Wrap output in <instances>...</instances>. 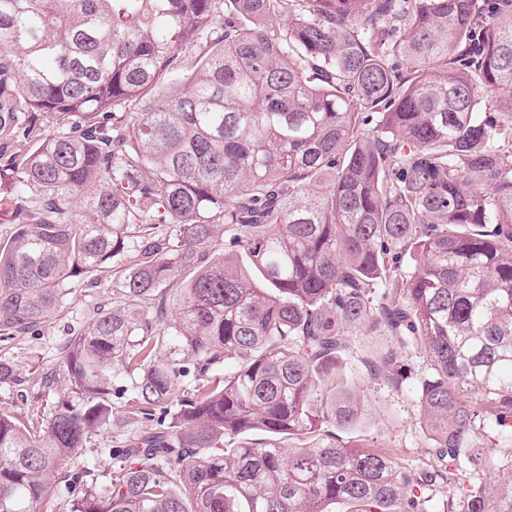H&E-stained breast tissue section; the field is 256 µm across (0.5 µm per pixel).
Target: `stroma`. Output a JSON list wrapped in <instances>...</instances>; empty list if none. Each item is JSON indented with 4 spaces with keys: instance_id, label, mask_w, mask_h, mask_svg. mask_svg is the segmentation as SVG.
Returning a JSON list of instances; mask_svg holds the SVG:
<instances>
[{
    "instance_id": "1",
    "label": "stroma",
    "mask_w": 512,
    "mask_h": 512,
    "mask_svg": "<svg viewBox=\"0 0 512 512\" xmlns=\"http://www.w3.org/2000/svg\"><path fill=\"white\" fill-rule=\"evenodd\" d=\"M112 299L110 280L99 279L97 287L74 289L65 311L39 330L0 341V362L11 364L13 378L0 383V409L11 412L25 425L46 423L63 403L79 405L64 369L67 342L83 329L92 309ZM361 395L363 422L353 433V440L373 448H391L403 470L414 472L431 464L429 444L423 435L416 400L407 390L396 389L383 378L365 376L357 380ZM120 412L107 429L92 432L73 458L72 471L93 469L98 482L112 477L109 448L120 435L138 430L128 413L127 399H120Z\"/></svg>"
}]
</instances>
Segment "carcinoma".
<instances>
[{"label":"carcinoma","mask_w":512,"mask_h":512,"mask_svg":"<svg viewBox=\"0 0 512 512\" xmlns=\"http://www.w3.org/2000/svg\"><path fill=\"white\" fill-rule=\"evenodd\" d=\"M4 93L0 341L94 271L112 305L66 348L81 407L0 412V512L127 393L142 427L70 512H512V0H0ZM361 331L370 374L428 366L419 472L330 431ZM387 345L385 336L358 335L354 336L350 348L344 353V358L352 364L360 365V360L375 359Z\"/></svg>","instance_id":"obj_1"}]
</instances>
